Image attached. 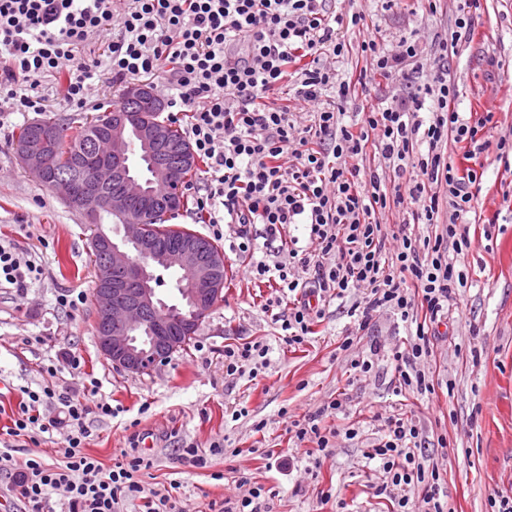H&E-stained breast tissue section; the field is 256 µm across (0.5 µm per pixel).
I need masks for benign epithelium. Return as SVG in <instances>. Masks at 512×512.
<instances>
[{"instance_id":"obj_1","label":"benign epithelium","mask_w":512,"mask_h":512,"mask_svg":"<svg viewBox=\"0 0 512 512\" xmlns=\"http://www.w3.org/2000/svg\"><path fill=\"white\" fill-rule=\"evenodd\" d=\"M144 102L159 106L152 85L141 82L129 86L122 103L112 107L109 128L96 136L95 164L83 182L56 169L57 129L46 127L37 144L17 146L21 165L40 185L90 216L106 211L120 220L111 232L95 225L91 237L92 250L106 260L97 275L112 277V287L100 288L94 296L96 338L113 367L129 373H141L170 358L178 348L176 334L192 335L199 324L188 318L175 327L150 318L161 271L178 274L186 284L188 304L198 313H209L223 288L216 257L197 240L158 244L147 237L140 210L153 206L159 184L170 189L168 206L179 208L180 170L191 162L192 152L186 146L173 152L165 129L143 119ZM137 144L150 161L147 181L130 166Z\"/></svg>"}]
</instances>
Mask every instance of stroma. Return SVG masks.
I'll list each match as a JSON object with an SVG mask.
<instances>
[{
	"label": "stroma",
	"instance_id": "stroma-1",
	"mask_svg": "<svg viewBox=\"0 0 512 512\" xmlns=\"http://www.w3.org/2000/svg\"><path fill=\"white\" fill-rule=\"evenodd\" d=\"M461 0H439L436 11L416 0L383 7L382 0H333L336 12H361L376 28L388 49L401 38L417 40L425 68H445L458 91L460 111H492L486 131L491 141L512 144V0H482L474 17L473 40L459 41L457 51L441 56L438 43L451 35ZM124 84L104 78L91 88L89 104L74 110L57 94L44 108L0 118V240L17 252L35 255L43 273L19 294L0 288V429L9 426L24 389H39L54 381L69 396L83 398L91 386L112 406L113 413L88 414L92 431L88 454L112 466L132 435L144 440L141 453L152 459L139 478L146 492L170 494L179 512H221L225 502L238 499L240 476L265 487L270 512H388V499L375 495L376 461L368 448L381 436L384 418L405 413L412 417L443 470L439 494L451 512H491L489 500L512 495V169L496 150L483 152L482 190L475 211L462 226L472 246L459 268L469 284L461 291L462 311H449L435 336L433 353L421 369L436 379L452 381L453 392L399 396L395 393L392 350L404 349L409 323L389 311L376 312L368 329H359L350 311L362 301V289L323 305L314 332L299 347L283 340L280 318L286 307L274 306L273 285L250 278V259L274 264L282 258L276 246L266 245L263 225L253 224L248 235L254 255L231 251L235 225L224 227L218 245L226 253L224 299L202 321L187 350L142 374L113 368L95 339L92 302L62 306L61 296L91 293L94 280L88 217L42 187L20 165L17 138L24 124L53 118L76 127L95 110L112 108ZM405 85L375 76L370 93L347 105L346 121L353 122L363 106H389L405 98ZM349 350H340L345 337ZM259 341L269 348L266 368L257 376L226 375L224 347ZM375 367L366 375L350 371V361L370 354ZM80 356L81 373L66 366L69 355ZM371 355V354H370ZM55 364V378L43 368ZM341 400V412L326 415L323 407ZM246 414L233 418L232 413ZM321 414L330 427H353L355 439L337 437L320 462L297 450L288 433V416ZM263 430H256L257 422ZM449 445L440 448L438 435ZM66 433L52 429L37 439L0 436V451L21 464L38 455L49 464L64 461ZM220 443L222 452L205 468L183 463L188 446L208 450ZM223 480H213V472ZM331 490V504L319 493Z\"/></svg>",
	"mask_w": 512,
	"mask_h": 512
}]
</instances>
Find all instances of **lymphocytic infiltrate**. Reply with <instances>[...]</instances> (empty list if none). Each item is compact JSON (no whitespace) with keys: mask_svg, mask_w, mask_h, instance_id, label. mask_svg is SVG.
<instances>
[{"mask_svg":"<svg viewBox=\"0 0 512 512\" xmlns=\"http://www.w3.org/2000/svg\"><path fill=\"white\" fill-rule=\"evenodd\" d=\"M327 0H0V100L11 111H38L45 86L59 82L66 106L89 101L94 79L112 80L169 74L167 105L185 113L187 136L205 165L204 192L196 200L215 237L223 225H237L238 249H252L247 225L265 227L267 243L282 240L285 226L310 228L313 252L285 250L270 265L252 261L253 280L274 284L288 299L281 329L288 345H302L313 332V309L296 266L312 267L318 300L341 298L351 289L365 292L353 314L367 328L374 312L389 310L415 331L392 363L398 390L435 394L433 376L418 369L432 354L434 325L460 305L467 277L456 256L471 246L458 222L474 209L482 178L474 167L489 149L484 130L492 113L462 116L451 106L457 89L447 73L428 75L416 85L423 51L400 40L388 50L368 30L364 14H339ZM362 30L359 48L365 69L412 85L407 99L371 108L357 123L344 122L351 83H336L328 57L345 55L344 27ZM108 37L101 57L78 59L79 49ZM332 106L322 107L327 91ZM292 104H283L281 92ZM313 107L311 123L296 125L291 105ZM462 145L461 161L448 157V144ZM381 155L395 180L377 169H361L368 149ZM411 207L421 224L438 225L425 236H396L386 250L382 222L392 208ZM41 268L13 247L0 243V284L23 293ZM54 384L27 391L6 433L34 437L64 429L65 463L52 467L33 456L13 474L12 490L28 512H43L48 495L64 490L63 512H119L128 501H142L144 512H176L171 496L146 493L139 480L151 468L137 450L122 451L104 468L85 451L90 432L84 418L111 415L96 393L65 398L63 416L43 420L40 407L58 398ZM288 431L296 447L320 457L339 434L311 416L294 419ZM379 459L376 495L390 496L392 512H447L439 496L443 474L429 461L420 430L397 413L367 452Z\"/></svg>","mask_w":512,"mask_h":512,"instance_id":"lymphocytic-infiltrate-1","label":"lymphocytic infiltrate"}]
</instances>
